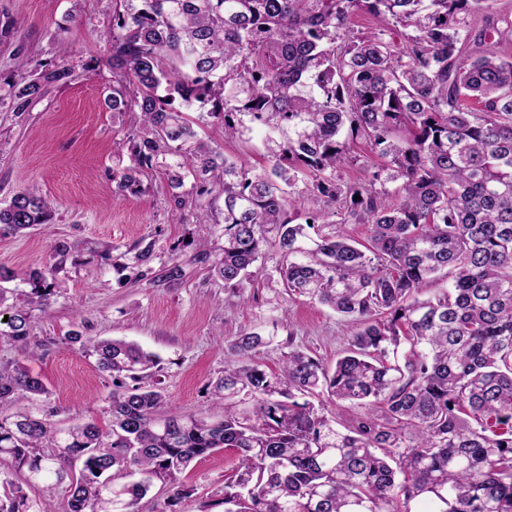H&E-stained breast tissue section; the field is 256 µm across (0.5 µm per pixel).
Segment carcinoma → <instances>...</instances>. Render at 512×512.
Returning a JSON list of instances; mask_svg holds the SVG:
<instances>
[{
  "label": "carcinoma",
  "instance_id": "cac0c4a2",
  "mask_svg": "<svg viewBox=\"0 0 512 512\" xmlns=\"http://www.w3.org/2000/svg\"><path fill=\"white\" fill-rule=\"evenodd\" d=\"M120 2L107 101L136 114L137 129L131 165L112 180L135 192L146 170L174 188L189 177L178 210L224 196V246L199 244L194 260L239 295L273 250L288 295L357 330L335 366L290 343L277 373L255 361L275 337L244 330L211 383L224 403L215 422L160 415L164 390L145 384L158 356L124 339L82 342L112 377L105 428L35 414L22 402L46 393L42 381L0 365V512H55L61 485L64 512H139L155 483L181 494L190 463L221 449L238 457L224 512H512V54L501 49L512 20L495 0ZM356 11L404 29L405 47L381 31L350 35ZM71 77L65 64L33 69L12 86V111ZM207 118L226 138L262 130L270 170L199 138ZM357 142L384 164L365 185H342L336 168ZM301 183L339 205L342 223L303 212ZM52 219L33 189L0 208L15 233ZM349 223L369 225L367 239ZM134 249L131 283L183 278L178 254L156 268L153 242ZM57 271L24 272L23 305H5L0 289V336L42 346L34 311ZM346 402L362 412L341 431L325 404Z\"/></svg>",
  "mask_w": 512,
  "mask_h": 512
}]
</instances>
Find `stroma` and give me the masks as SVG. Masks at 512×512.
I'll return each mask as SVG.
<instances>
[{
	"instance_id": "stroma-1",
	"label": "stroma",
	"mask_w": 512,
	"mask_h": 512,
	"mask_svg": "<svg viewBox=\"0 0 512 512\" xmlns=\"http://www.w3.org/2000/svg\"><path fill=\"white\" fill-rule=\"evenodd\" d=\"M116 0H0V207L19 192L36 189L52 205V223L25 234L0 230V269L15 272L62 263L54 293L35 313L44 349L31 351L0 336V363L24 364L47 387L34 411L52 410L54 423L90 419L107 424L112 380L94 357L63 345L77 330L87 337L123 338L156 353V374L166 389L164 412L207 420L224 416L210 384L224 371V345L243 329L276 330L277 343L258 360L277 371L289 344L327 365L348 347L355 323L328 307L288 297L273 271L279 261L267 253V280L247 288L246 299L231 295L223 281L194 263L195 242L224 244L218 224L177 219L173 189L164 171L141 177L140 192L119 189L115 169L128 166L126 136L134 116L112 111L104 98L112 85V13ZM56 63L73 70L68 84L50 86L29 112L11 109L17 59ZM205 140L231 160L260 172L269 166L263 133L228 139L220 124L200 129ZM154 243L156 263H166L175 245L185 276L177 286H133L129 265L140 238ZM71 247L58 260V244ZM237 463L220 450L194 461L183 478L185 492L173 512H224V480Z\"/></svg>"
}]
</instances>
